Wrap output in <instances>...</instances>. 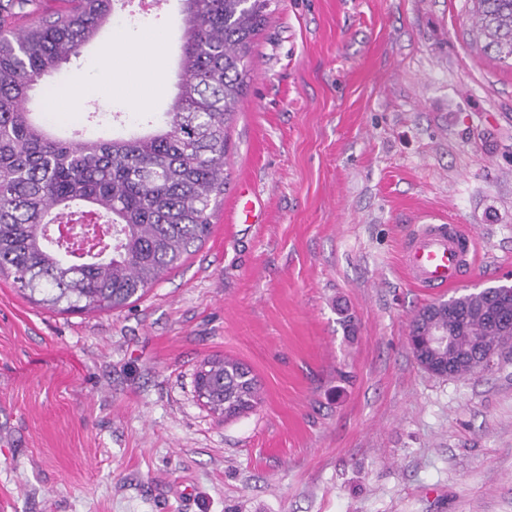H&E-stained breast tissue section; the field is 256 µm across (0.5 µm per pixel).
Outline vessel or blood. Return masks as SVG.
Listing matches in <instances>:
<instances>
[{
	"label": "vessel or blood",
	"mask_w": 512,
	"mask_h": 512,
	"mask_svg": "<svg viewBox=\"0 0 512 512\" xmlns=\"http://www.w3.org/2000/svg\"><path fill=\"white\" fill-rule=\"evenodd\" d=\"M474 258V238L456 224H420L405 249L409 281L419 288L446 289L458 282Z\"/></svg>",
	"instance_id": "obj_1"
}]
</instances>
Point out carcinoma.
<instances>
[{"instance_id": "carcinoma-1", "label": "carcinoma", "mask_w": 512, "mask_h": 512, "mask_svg": "<svg viewBox=\"0 0 512 512\" xmlns=\"http://www.w3.org/2000/svg\"><path fill=\"white\" fill-rule=\"evenodd\" d=\"M69 7L0 33V275L58 312L111 311L138 299L211 229L224 195L228 128L242 97L246 58L277 0H180L185 41L178 92L147 130L60 137L30 92L80 60L100 28L131 0H66ZM472 32L485 54L512 61V0H475ZM442 325L453 376L479 353L512 350V295L498 286L419 309L409 344ZM196 388L226 417L257 405L251 370L207 361Z\"/></svg>"}]
</instances>
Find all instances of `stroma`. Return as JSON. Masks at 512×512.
Masks as SVG:
<instances>
[{"label":"stroma","mask_w":512,"mask_h":512,"mask_svg":"<svg viewBox=\"0 0 512 512\" xmlns=\"http://www.w3.org/2000/svg\"><path fill=\"white\" fill-rule=\"evenodd\" d=\"M473 7L278 0L202 245L108 312H54L0 277V512H512V353L440 378L408 344L423 305L512 276V68L474 44ZM119 17L32 91L58 135L93 131L94 111L140 120L135 75L82 112L54 93L98 79L115 36L165 30L149 114L175 96L179 0ZM425 216L476 238L463 282L434 295L402 264ZM224 356L261 386L230 418L195 391Z\"/></svg>","instance_id":"35a3bbf8"}]
</instances>
